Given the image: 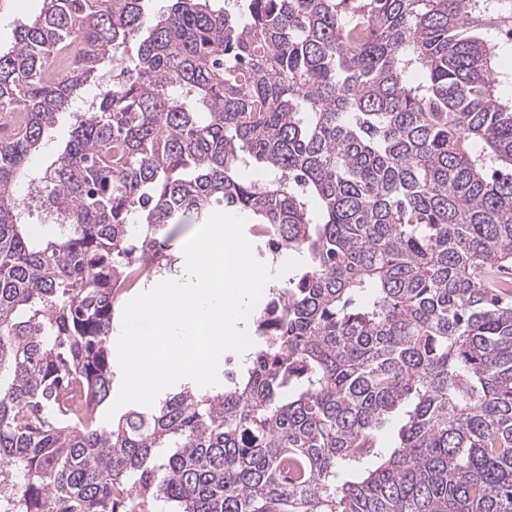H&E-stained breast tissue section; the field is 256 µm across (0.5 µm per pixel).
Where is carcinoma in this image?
<instances>
[{
    "instance_id": "1",
    "label": "carcinoma",
    "mask_w": 512,
    "mask_h": 512,
    "mask_svg": "<svg viewBox=\"0 0 512 512\" xmlns=\"http://www.w3.org/2000/svg\"><path fill=\"white\" fill-rule=\"evenodd\" d=\"M44 2L0 47V512H512L505 0ZM216 207L299 257L253 352L103 424L121 284ZM72 119L69 114H62L56 123L55 127L51 130L47 138L44 140L43 145L39 152L32 158L31 167L34 169L44 168L53 160L61 147L68 140L72 130Z\"/></svg>"
}]
</instances>
